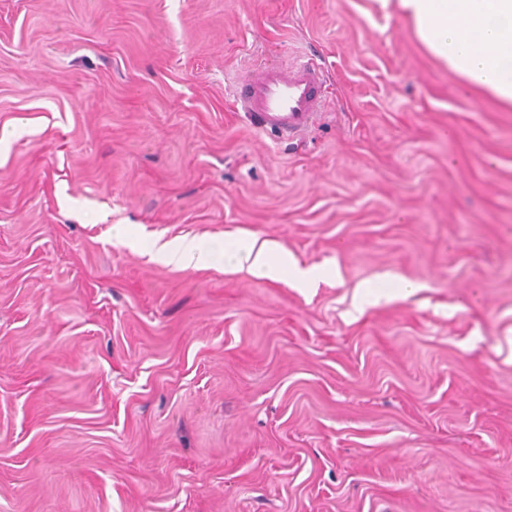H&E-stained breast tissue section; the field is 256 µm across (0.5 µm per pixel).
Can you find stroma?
Returning <instances> with one entry per match:
<instances>
[{
  "instance_id": "stroma-1",
  "label": "stroma",
  "mask_w": 512,
  "mask_h": 512,
  "mask_svg": "<svg viewBox=\"0 0 512 512\" xmlns=\"http://www.w3.org/2000/svg\"><path fill=\"white\" fill-rule=\"evenodd\" d=\"M310 53L309 132L255 129ZM0 131V512H512V112L400 13L0 0ZM243 236L333 274L149 253ZM325 72L321 60L306 55L288 63H261L237 80L232 96L252 124L286 139L305 134L322 112Z\"/></svg>"
}]
</instances>
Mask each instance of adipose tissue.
<instances>
[{
    "instance_id": "1",
    "label": "adipose tissue",
    "mask_w": 512,
    "mask_h": 512,
    "mask_svg": "<svg viewBox=\"0 0 512 512\" xmlns=\"http://www.w3.org/2000/svg\"><path fill=\"white\" fill-rule=\"evenodd\" d=\"M397 3L425 50L470 90L488 94L512 111V0H377ZM154 259L181 269L219 262L254 277L278 281L286 274L314 279L315 268H299L287 251L256 238L229 239L223 251L200 239L155 244Z\"/></svg>"
}]
</instances>
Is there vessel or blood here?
Instances as JSON below:
<instances>
[{
    "label": "vessel or blood",
    "mask_w": 512,
    "mask_h": 512,
    "mask_svg": "<svg viewBox=\"0 0 512 512\" xmlns=\"http://www.w3.org/2000/svg\"><path fill=\"white\" fill-rule=\"evenodd\" d=\"M324 86L320 59L307 55L296 62L258 65L234 83L232 96L256 128L295 139L321 112Z\"/></svg>",
    "instance_id": "vessel-or-blood-1"
}]
</instances>
